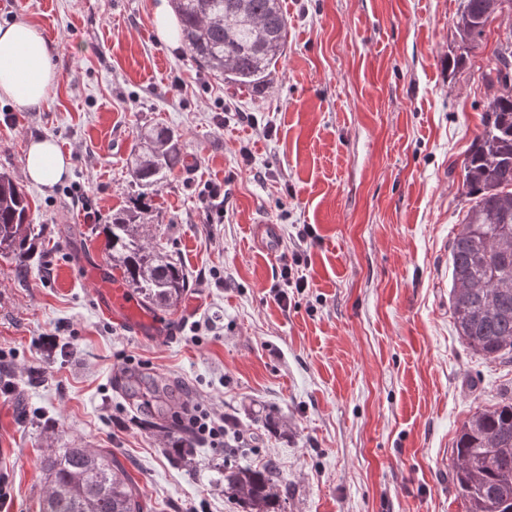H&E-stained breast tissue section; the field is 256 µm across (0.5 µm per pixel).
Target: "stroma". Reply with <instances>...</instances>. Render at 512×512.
<instances>
[{"instance_id": "obj_1", "label": "stroma", "mask_w": 512, "mask_h": 512, "mask_svg": "<svg viewBox=\"0 0 512 512\" xmlns=\"http://www.w3.org/2000/svg\"><path fill=\"white\" fill-rule=\"evenodd\" d=\"M157 2L0 0V25L39 26L58 69L40 109L0 100V171L44 227L26 277L0 256V512H38L51 448L110 452L144 512H242L223 451L173 452L156 403L129 394V357L170 402L214 408L251 440L237 461L276 465L285 512H465L453 444L477 408L512 395V362L458 336L450 250L469 206L461 164L493 94L480 69L512 16L456 70L460 0H282L285 53L251 91L163 42ZM145 124L181 133L185 157L144 228L188 279L159 312L177 329L167 342L103 315L84 272L112 265L102 227L128 204ZM43 136L72 163L50 188L22 175ZM209 185L224 190L220 224ZM266 225L277 231L258 243ZM295 255L308 285L288 290L280 268Z\"/></svg>"}]
</instances>
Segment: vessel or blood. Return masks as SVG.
<instances>
[{"instance_id": "obj_1", "label": "vessel or blood", "mask_w": 512, "mask_h": 512, "mask_svg": "<svg viewBox=\"0 0 512 512\" xmlns=\"http://www.w3.org/2000/svg\"><path fill=\"white\" fill-rule=\"evenodd\" d=\"M97 306L102 313L123 325L134 335L163 339L175 332L173 324L148 313L119 282H110L100 289L97 294Z\"/></svg>"}]
</instances>
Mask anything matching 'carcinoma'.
<instances>
[{"mask_svg":"<svg viewBox=\"0 0 512 512\" xmlns=\"http://www.w3.org/2000/svg\"><path fill=\"white\" fill-rule=\"evenodd\" d=\"M181 38L197 66L237 89L269 80L283 56L288 25L281 0H172ZM512 14V0H461L456 29L460 56L485 37L487 26ZM482 79L494 88L482 130L462 164L471 206L451 245L449 303L458 336L475 354L512 358V29L497 40ZM182 164L180 135L144 126L134 138L130 165L137 191L104 226L112 264L148 301L171 307L187 280L180 263L144 243L153 197ZM43 234L31 223L26 192L0 172V254L20 271L30 244ZM453 482L466 512H512V398L477 409L453 448ZM47 488L39 512H143L138 487L115 460L89 448L51 450L42 461ZM280 476L273 464L224 471V490L250 512H273Z\"/></svg>","mask_w":512,"mask_h":512,"instance_id":"cac0c4a2","label":"carcinoma"}]
</instances>
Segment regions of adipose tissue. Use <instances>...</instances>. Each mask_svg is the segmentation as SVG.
Segmentation results:
<instances>
[{
    "label": "adipose tissue",
    "instance_id": "adipose-tissue-1",
    "mask_svg": "<svg viewBox=\"0 0 512 512\" xmlns=\"http://www.w3.org/2000/svg\"><path fill=\"white\" fill-rule=\"evenodd\" d=\"M53 56L52 43L28 20L0 26V99L27 110L43 105L58 79ZM70 166L69 156L43 137L29 143L23 174L28 181L50 187L68 175Z\"/></svg>",
    "mask_w": 512,
    "mask_h": 512
}]
</instances>
